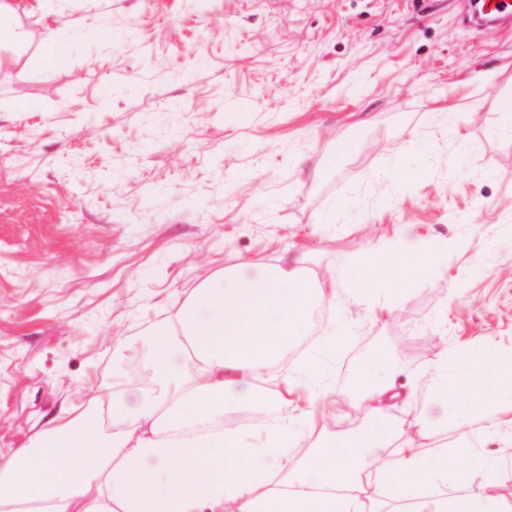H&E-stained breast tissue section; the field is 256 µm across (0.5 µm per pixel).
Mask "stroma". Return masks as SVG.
<instances>
[{"mask_svg":"<svg viewBox=\"0 0 512 512\" xmlns=\"http://www.w3.org/2000/svg\"><path fill=\"white\" fill-rule=\"evenodd\" d=\"M473 0H0V466L89 391L150 383L142 338L225 268L302 258L328 317L311 356L329 430L373 424L350 389L379 340L412 405L441 350L512 351V29ZM109 35L97 37L99 28ZM62 51L46 58L48 43ZM455 111H447V104ZM180 150H173L172 141ZM351 147L339 158V144ZM433 249L405 301L337 304L374 247ZM206 254L198 263L197 254ZM344 343L329 350V333ZM307 404L226 411L256 431ZM474 429L512 500V389Z\"/></svg>","mask_w":512,"mask_h":512,"instance_id":"35a3bbf8","label":"stroma"}]
</instances>
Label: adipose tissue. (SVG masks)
Masks as SVG:
<instances>
[{"mask_svg":"<svg viewBox=\"0 0 512 512\" xmlns=\"http://www.w3.org/2000/svg\"><path fill=\"white\" fill-rule=\"evenodd\" d=\"M429 260L425 245L374 251L359 266L385 298L404 299ZM316 290L300 267L242 261L206 284L147 340L156 375L152 388L129 398L105 388L90 399L107 410L111 432L70 423L38 431L17 461L0 468V512H384L386 500H416L421 512H485L467 489L470 469L484 461L468 448L469 417L489 416L499 387H512V354L472 352L463 371L435 384L413 423L321 435L303 447L315 422L309 413L281 418L261 448L244 441V425H228L233 407L283 403L281 392L258 394L256 383L308 328ZM195 365L186 374L184 358ZM382 374L359 379L357 401L381 413L394 398L395 361L381 354ZM398 451H390L395 438ZM261 453V466H240ZM439 466L430 468L428 455ZM281 477L279 489L259 488Z\"/></svg>","mask_w":512,"mask_h":512,"instance_id":"obj_1","label":"adipose tissue"}]
</instances>
